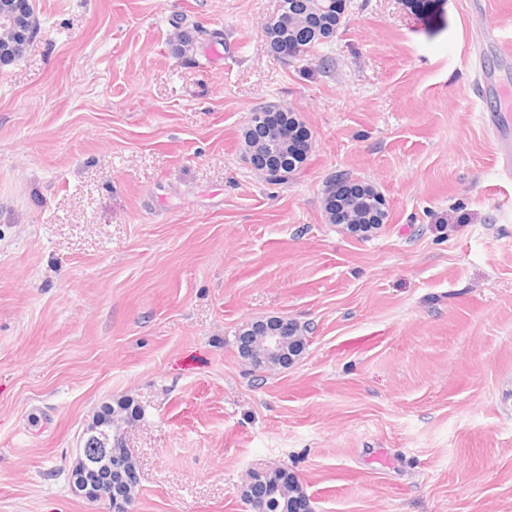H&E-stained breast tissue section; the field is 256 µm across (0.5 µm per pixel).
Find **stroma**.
I'll return each instance as SVG.
<instances>
[{
	"instance_id": "obj_1",
	"label": "stroma",
	"mask_w": 512,
	"mask_h": 512,
	"mask_svg": "<svg viewBox=\"0 0 512 512\" xmlns=\"http://www.w3.org/2000/svg\"><path fill=\"white\" fill-rule=\"evenodd\" d=\"M33 2L0 65V512H92L71 473L124 398L133 512H247L267 466L314 512H512V178L475 66L512 0H351L291 62L282 0ZM195 27L223 59L177 53ZM266 104L311 133L285 184L241 159ZM339 173L379 229L328 223ZM272 317L305 349L257 371L236 335ZM338 180L349 182L352 187L351 194L346 198L334 197L331 191L332 182ZM345 182L337 184V192L346 193L348 185ZM323 208L331 224H339L340 219L345 216V211L357 215L361 224H384L387 213H380L372 207L371 197L374 195L373 185L356 181L349 174L342 173L332 177L325 186L323 193Z\"/></svg>"
}]
</instances>
